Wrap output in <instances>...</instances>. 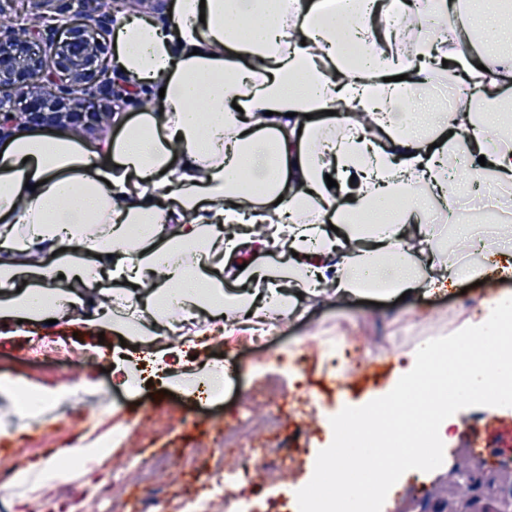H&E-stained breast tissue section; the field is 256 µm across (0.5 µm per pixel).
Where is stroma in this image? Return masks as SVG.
Instances as JSON below:
<instances>
[{"label": "stroma", "mask_w": 512, "mask_h": 512, "mask_svg": "<svg viewBox=\"0 0 512 512\" xmlns=\"http://www.w3.org/2000/svg\"><path fill=\"white\" fill-rule=\"evenodd\" d=\"M512 295V280L487 281L460 291L428 296L411 291L405 300L369 304L366 296L337 300L331 292L303 296L300 316L282 317L270 348L252 346L247 333L213 341L210 352L222 355L236 374L220 400L200 404L178 387L153 383L139 392L116 388L108 368L119 338L98 337L59 325L49 338L65 342L78 358L46 357L31 352L38 332L0 339V476L48 458L54 449L77 442L83 428L123 431L108 463L67 484L50 483L41 497L52 512H140L144 502L161 500L163 512H199L200 503L237 501L238 512H293L297 494L318 479L319 459L334 451L343 437L345 417L387 397L395 356L448 335L473 317L485 301ZM347 326L345 347L360 362L337 371L336 351L311 348L310 340L335 336ZM389 337L390 350L370 357L368 339ZM34 390H52L56 403L35 416L17 411L15 395L2 382ZM281 405L283 423L276 432H260L261 455L248 479L224 472V430L236 424L243 405ZM462 424L458 442L448 444L440 464L407 472L402 484L380 499L379 512H392L410 496L435 491L456 459V453L482 441L491 452L486 468L512 455V401L490 404L477 399L457 408ZM164 461V475L143 481L144 466Z\"/></svg>", "instance_id": "35a3bbf8"}]
</instances>
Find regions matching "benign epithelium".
I'll return each instance as SVG.
<instances>
[{"instance_id":"obj_1","label":"benign epithelium","mask_w":512,"mask_h":512,"mask_svg":"<svg viewBox=\"0 0 512 512\" xmlns=\"http://www.w3.org/2000/svg\"><path fill=\"white\" fill-rule=\"evenodd\" d=\"M89 0L68 2L74 19L65 27L53 24L11 30L0 36V140L25 124L38 128L63 124L88 130L106 117L100 112H65L70 90L83 86L94 96L102 91L112 97L126 93L115 89L103 65L104 43L97 21L85 18ZM48 36L54 47L52 64L34 51L35 42ZM26 101L27 111L15 112L12 97ZM499 469L505 478L494 494L482 492L481 465L473 459L456 461L445 476L455 499L445 504L432 496L417 502V512H512V457L502 459Z\"/></svg>"}]
</instances>
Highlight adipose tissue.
Segmentation results:
<instances>
[{
    "mask_svg": "<svg viewBox=\"0 0 512 512\" xmlns=\"http://www.w3.org/2000/svg\"><path fill=\"white\" fill-rule=\"evenodd\" d=\"M396 20L367 25L384 0H175L170 16L121 12L112 26V63L140 89L164 91L137 117L116 113V135L84 139L65 127L17 130L0 144V322L55 319L98 332L149 337L153 362L171 380L181 348L204 352L217 338L271 311L290 310L296 290L398 295L445 290L464 280L512 277V248L481 261L438 262L436 225L409 205L447 200L448 154H465L477 179L512 187V142L491 138L512 104L501 85L512 55L478 69L471 55L490 16L512 11L494 0L465 30L436 29L447 0H399ZM449 61L461 82L435 144L427 113L402 111L405 91L430 82V65ZM481 101L484 113L474 112ZM332 118H325V111ZM367 113L368 130L350 116ZM381 209L382 223L356 224L357 211ZM275 250L280 263L247 265L245 288L225 293L224 273L243 253ZM427 256L419 266L415 255ZM209 307L195 332L175 335V315ZM474 317L447 342L399 360L386 407L346 421V433L370 435L388 414L404 430L406 393L431 417L429 436L405 449L406 463L439 459L453 419L428 397L446 350L466 352L467 369L450 376L448 401L460 404L494 389L487 365L494 338ZM111 449L91 438L57 449L50 460L14 469L9 487L20 507L46 483L73 479L69 460L102 464ZM367 448L331 452L319 472L347 489L348 457L374 469L376 488L397 483L394 465L370 466Z\"/></svg>",
    "mask_w": 512,
    "mask_h": 512,
    "instance_id": "obj_1",
    "label": "adipose tissue"
}]
</instances>
